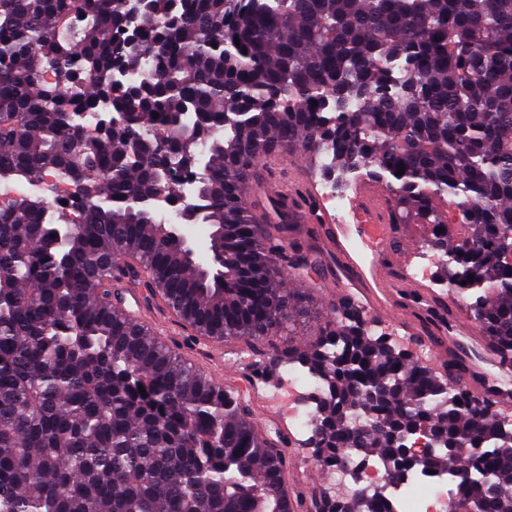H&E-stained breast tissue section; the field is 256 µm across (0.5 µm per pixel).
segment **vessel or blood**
<instances>
[{
    "label": "vessel or blood",
    "mask_w": 512,
    "mask_h": 512,
    "mask_svg": "<svg viewBox=\"0 0 512 512\" xmlns=\"http://www.w3.org/2000/svg\"><path fill=\"white\" fill-rule=\"evenodd\" d=\"M279 193L281 214L292 221L306 216L317 222L320 257L330 270L333 287L354 296L368 321L385 327L393 336L427 335V342L415 351L417 358L449 363L451 384L491 403L499 413L512 414V359L460 312L453 292L438 294L425 289L407 270L390 263L398 228L388 220L385 189L361 185L352 204L354 221L350 224L335 223L322 214L314 188L304 185L295 170L284 173ZM349 239L377 260L371 272L356 266L345 245Z\"/></svg>",
    "instance_id": "b4317fda"
}]
</instances>
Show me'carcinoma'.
<instances>
[{
  "label": "carcinoma",
  "instance_id": "carcinoma-1",
  "mask_svg": "<svg viewBox=\"0 0 512 512\" xmlns=\"http://www.w3.org/2000/svg\"><path fill=\"white\" fill-rule=\"evenodd\" d=\"M275 151L385 182L396 220L430 225L464 314L512 357V0H0V181L33 186L0 207V512H291L281 435L109 297L120 255L199 336L291 324L284 270L308 259L246 199ZM49 173L74 186L65 201ZM159 195L210 226L223 276L168 241L147 206ZM54 224L72 225L63 250ZM332 314L253 376L300 365L321 383L316 464L348 448L385 460L387 481L296 490V512H394L387 485L450 461L473 512H512V420L375 334L351 299ZM422 428L434 448L417 455Z\"/></svg>",
  "mask_w": 512,
  "mask_h": 512
}]
</instances>
